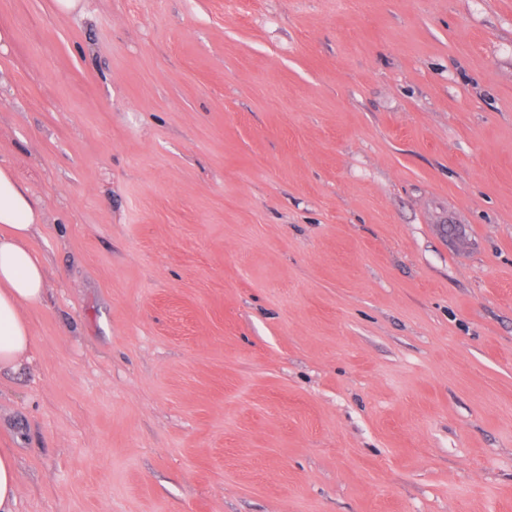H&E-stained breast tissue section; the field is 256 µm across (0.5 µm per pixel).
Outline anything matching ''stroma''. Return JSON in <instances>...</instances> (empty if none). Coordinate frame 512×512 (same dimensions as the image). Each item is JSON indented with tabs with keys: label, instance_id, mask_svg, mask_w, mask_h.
I'll return each mask as SVG.
<instances>
[{
	"label": "stroma",
	"instance_id": "35a3bbf8",
	"mask_svg": "<svg viewBox=\"0 0 512 512\" xmlns=\"http://www.w3.org/2000/svg\"><path fill=\"white\" fill-rule=\"evenodd\" d=\"M38 199L16 512H512V0H0Z\"/></svg>",
	"mask_w": 512,
	"mask_h": 512
}]
</instances>
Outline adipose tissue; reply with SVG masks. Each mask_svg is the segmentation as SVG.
<instances>
[{"instance_id":"adipose-tissue-1","label":"adipose tissue","mask_w":512,"mask_h":512,"mask_svg":"<svg viewBox=\"0 0 512 512\" xmlns=\"http://www.w3.org/2000/svg\"><path fill=\"white\" fill-rule=\"evenodd\" d=\"M41 222L28 189L0 168V370L18 368L32 349L23 306L41 300L44 268L32 248Z\"/></svg>"}]
</instances>
